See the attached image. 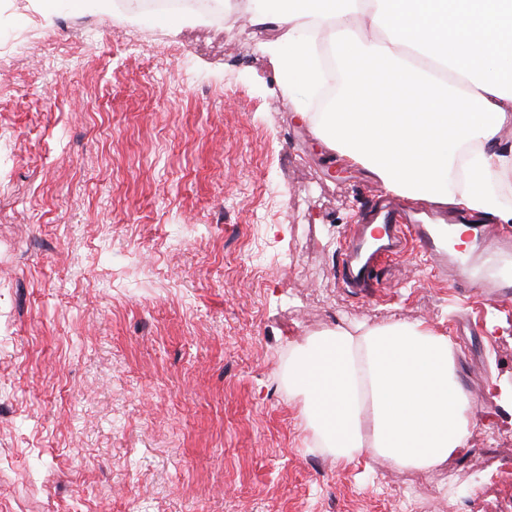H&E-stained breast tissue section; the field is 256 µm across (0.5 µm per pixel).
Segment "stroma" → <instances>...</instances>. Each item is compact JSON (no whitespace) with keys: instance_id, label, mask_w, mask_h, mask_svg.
<instances>
[{"instance_id":"35a3bbf8","label":"stroma","mask_w":512,"mask_h":512,"mask_svg":"<svg viewBox=\"0 0 512 512\" xmlns=\"http://www.w3.org/2000/svg\"><path fill=\"white\" fill-rule=\"evenodd\" d=\"M258 8L0 0V512H512V304L410 254L343 288L385 191L299 119ZM394 321L456 342L468 452L307 450L289 343Z\"/></svg>"}]
</instances>
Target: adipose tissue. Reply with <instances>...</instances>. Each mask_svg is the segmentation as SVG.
<instances>
[{
  "label": "adipose tissue",
  "mask_w": 512,
  "mask_h": 512,
  "mask_svg": "<svg viewBox=\"0 0 512 512\" xmlns=\"http://www.w3.org/2000/svg\"><path fill=\"white\" fill-rule=\"evenodd\" d=\"M255 22L284 31L267 50L285 89L315 93L332 53L334 110L300 114L331 153L387 192L512 223L497 191L512 172L497 142L512 125V0H271ZM456 354L422 324L338 326L290 345L288 395L337 462L428 471L463 454L474 428Z\"/></svg>",
  "instance_id": "ef3b65f1"
}]
</instances>
